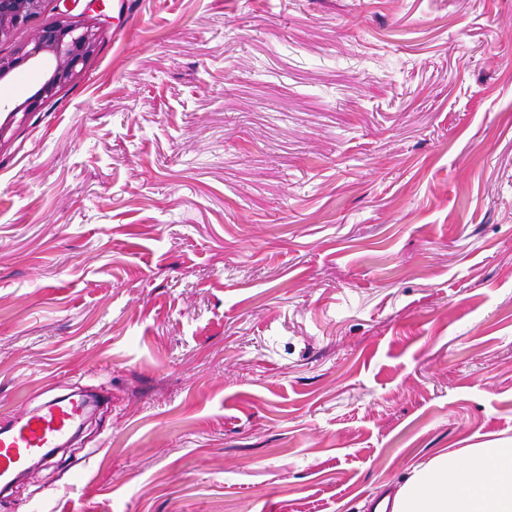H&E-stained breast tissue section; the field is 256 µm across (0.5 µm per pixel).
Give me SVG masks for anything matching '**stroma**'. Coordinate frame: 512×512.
<instances>
[{
	"instance_id": "1",
	"label": "stroma",
	"mask_w": 512,
	"mask_h": 512,
	"mask_svg": "<svg viewBox=\"0 0 512 512\" xmlns=\"http://www.w3.org/2000/svg\"><path fill=\"white\" fill-rule=\"evenodd\" d=\"M0 145V512H366L512 440V0H99ZM88 405L80 398L62 397L45 402L30 414L15 418L12 427L0 432V485L7 488L19 476L33 477L51 448L68 439L85 418ZM30 462V463H29ZM4 484L3 481L7 480Z\"/></svg>"
}]
</instances>
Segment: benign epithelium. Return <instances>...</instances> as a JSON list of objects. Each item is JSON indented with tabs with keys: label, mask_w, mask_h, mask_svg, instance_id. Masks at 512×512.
I'll return each instance as SVG.
<instances>
[{
	"label": "benign epithelium",
	"mask_w": 512,
	"mask_h": 512,
	"mask_svg": "<svg viewBox=\"0 0 512 512\" xmlns=\"http://www.w3.org/2000/svg\"><path fill=\"white\" fill-rule=\"evenodd\" d=\"M48 0H0V42L40 18ZM104 39V22L76 23L57 20L34 31L32 47L23 48L16 56L0 58V82L16 69L29 65L43 72L39 89L15 112H32L40 101L53 97L59 88L81 77L89 61Z\"/></svg>",
	"instance_id": "benign-epithelium-1"
}]
</instances>
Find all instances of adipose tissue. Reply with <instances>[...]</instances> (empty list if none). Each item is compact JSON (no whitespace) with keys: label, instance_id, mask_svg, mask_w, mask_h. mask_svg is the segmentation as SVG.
Segmentation results:
<instances>
[{"label":"adipose tissue","instance_id":"adipose-tissue-1","mask_svg":"<svg viewBox=\"0 0 512 512\" xmlns=\"http://www.w3.org/2000/svg\"><path fill=\"white\" fill-rule=\"evenodd\" d=\"M392 512H512V443L435 455L397 489Z\"/></svg>","mask_w":512,"mask_h":512}]
</instances>
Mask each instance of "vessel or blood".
Instances as JSON below:
<instances>
[{
    "mask_svg": "<svg viewBox=\"0 0 512 512\" xmlns=\"http://www.w3.org/2000/svg\"><path fill=\"white\" fill-rule=\"evenodd\" d=\"M87 413V404L73 397L54 398L30 414L15 418L0 431V482L34 476L49 451L68 439Z\"/></svg>",
    "mask_w": 512,
    "mask_h": 512,
    "instance_id": "vessel-or-blood-1",
    "label": "vessel or blood"
}]
</instances>
